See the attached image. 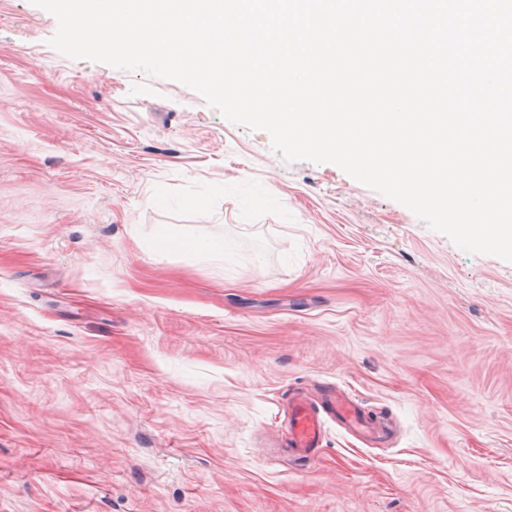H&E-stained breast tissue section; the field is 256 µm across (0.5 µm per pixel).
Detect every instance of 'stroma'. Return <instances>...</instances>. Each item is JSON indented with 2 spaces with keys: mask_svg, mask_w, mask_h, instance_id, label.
<instances>
[{
  "mask_svg": "<svg viewBox=\"0 0 512 512\" xmlns=\"http://www.w3.org/2000/svg\"><path fill=\"white\" fill-rule=\"evenodd\" d=\"M57 28L0 0V512H512V262ZM327 386L392 440L275 460Z\"/></svg>",
  "mask_w": 512,
  "mask_h": 512,
  "instance_id": "1",
  "label": "stroma"
}]
</instances>
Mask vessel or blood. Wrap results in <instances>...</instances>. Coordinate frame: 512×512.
Returning a JSON list of instances; mask_svg holds the SVG:
<instances>
[{
    "label": "vessel or blood",
    "instance_id": "obj_1",
    "mask_svg": "<svg viewBox=\"0 0 512 512\" xmlns=\"http://www.w3.org/2000/svg\"><path fill=\"white\" fill-rule=\"evenodd\" d=\"M329 418L369 435L379 431L358 403L342 394L329 392L322 404L317 405L310 402L304 393H294L286 425L285 445L291 449L295 460L308 462L315 458L322 446L325 421Z\"/></svg>",
    "mask_w": 512,
    "mask_h": 512
}]
</instances>
